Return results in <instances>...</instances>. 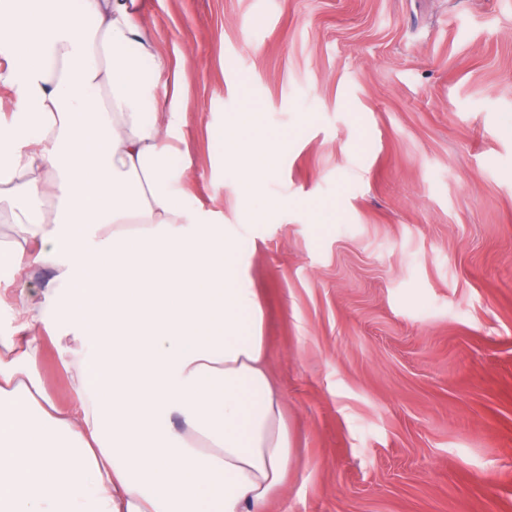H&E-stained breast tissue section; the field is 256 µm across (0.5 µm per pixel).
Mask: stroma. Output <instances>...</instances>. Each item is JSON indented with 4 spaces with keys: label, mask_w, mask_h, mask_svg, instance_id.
<instances>
[{
    "label": "stroma",
    "mask_w": 512,
    "mask_h": 512,
    "mask_svg": "<svg viewBox=\"0 0 512 512\" xmlns=\"http://www.w3.org/2000/svg\"><path fill=\"white\" fill-rule=\"evenodd\" d=\"M141 6L263 306L297 455L268 512H512V0ZM246 107L288 139L259 198L209 134ZM38 368L68 404L53 341Z\"/></svg>",
    "instance_id": "stroma-1"
}]
</instances>
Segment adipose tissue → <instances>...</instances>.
Segmentation results:
<instances>
[{"mask_svg":"<svg viewBox=\"0 0 512 512\" xmlns=\"http://www.w3.org/2000/svg\"><path fill=\"white\" fill-rule=\"evenodd\" d=\"M175 76L137 0H0V512H266L286 490L263 310L183 187ZM212 135L261 194L287 138L249 110ZM35 266L52 285L26 287ZM59 308L65 407L38 369Z\"/></svg>","mask_w":512,"mask_h":512,"instance_id":"ef3b65f1","label":"adipose tissue"}]
</instances>
